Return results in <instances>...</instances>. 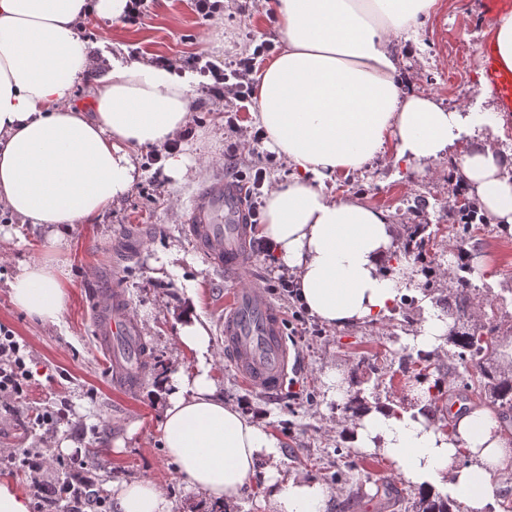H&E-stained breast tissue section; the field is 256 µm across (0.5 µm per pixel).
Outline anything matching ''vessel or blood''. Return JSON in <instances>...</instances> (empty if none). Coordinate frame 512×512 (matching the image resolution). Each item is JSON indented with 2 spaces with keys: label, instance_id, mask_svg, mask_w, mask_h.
Wrapping results in <instances>:
<instances>
[{
  "label": "vessel or blood",
  "instance_id": "vessel-or-blood-1",
  "mask_svg": "<svg viewBox=\"0 0 512 512\" xmlns=\"http://www.w3.org/2000/svg\"><path fill=\"white\" fill-rule=\"evenodd\" d=\"M469 11L475 22L488 25L512 12V0H470ZM482 57L486 84L502 110L512 112V69L502 65L492 45H483ZM186 224L207 263L222 270L232 284L224 295L225 357L251 389L264 394L281 391L293 362L282 314L261 289L235 285L251 252V226L239 185L231 179L202 185L190 200ZM94 319L112 360L115 384L134 392L142 381L134 365L145 341L120 284L104 287Z\"/></svg>",
  "mask_w": 512,
  "mask_h": 512
}]
</instances>
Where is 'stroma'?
<instances>
[{
  "mask_svg": "<svg viewBox=\"0 0 512 512\" xmlns=\"http://www.w3.org/2000/svg\"><path fill=\"white\" fill-rule=\"evenodd\" d=\"M147 5L138 24L96 19L89 32L122 46L133 58L161 56L185 62L200 55L224 68L252 55L261 42H280L277 20L263 0H246L244 8L227 9L212 20L198 17L190 0H148ZM478 31L468 11H457L453 0H436L418 44L403 55L414 88L448 109L483 111L480 59H473L456 84H449L444 73L449 42L461 35L479 45ZM219 38L225 44L220 55L213 48ZM254 108V102H247L232 129L224 118L222 99L197 93L187 121L195 148L186 174L177 178L163 169L141 167L132 190L98 223L73 225L62 248H49L48 225L20 223L0 205V325L26 343L32 375L21 395L0 402V448H40L57 456L61 443L69 440L87 460L75 479L99 490L104 500H111L113 483L150 481L165 487L173 512H228L206 502L189 485L160 441L165 381L171 373L199 366L195 353L183 347L178 336L185 315L195 310L209 326L210 377L225 399L280 438L284 476L307 475L327 482L328 512H379L378 494L385 483L403 492L402 501L388 512H417L420 495L407 486L394 463L378 454L338 456V449L346 445V427L354 419L344 403L330 398L324 376L333 368L342 372L361 405L390 404L411 413L427 398L419 390V376L436 378L442 370L458 366L448 343L438 348L432 361H403L405 355L417 354L414 338L428 318L448 316L454 308L448 294L452 268L445 256L456 247L461 231L445 224L444 215L457 185L447 161L415 168L397 159L391 139L373 166L356 176L364 188L363 200L389 211L397 226L439 228L423 263L405 251L403 238L394 242L398 259L408 262L413 273L430 275L434 286L430 293L414 288L417 302L404 317L391 313L349 329L325 328L295 296L280 290L282 271L273 257L255 252L238 284L262 288L280 309L297 366L278 394L251 390L224 356V274L206 264L185 231L184 220L195 191L232 165L264 169L268 189L288 176L285 158L269 162L270 147L257 139ZM130 229L140 233V249L126 258L121 238ZM172 248L179 256L166 260ZM467 248L474 275L484 285L472 298L473 310L496 314L506 325L494 361L505 370L512 366V234L489 223L475 232ZM22 261L49 262L67 272L68 301L57 323L41 322L12 303L8 283ZM114 273L120 275L132 303L150 361L132 394L114 384L92 320L100 278ZM46 414L51 417L47 425L41 421ZM339 467L351 469L350 481L328 482V474Z\"/></svg>",
  "mask_w": 512,
  "mask_h": 512,
  "instance_id": "stroma-1",
  "label": "stroma"
}]
</instances>
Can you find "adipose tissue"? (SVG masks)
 Returning <instances> with one entry per match:
<instances>
[{"label": "adipose tissue", "mask_w": 512, "mask_h": 512, "mask_svg": "<svg viewBox=\"0 0 512 512\" xmlns=\"http://www.w3.org/2000/svg\"><path fill=\"white\" fill-rule=\"evenodd\" d=\"M435 0H269L282 50L258 76L254 124L291 174L274 185L261 229L280 265L294 276L308 314L346 329L386 314L409 288L386 278L394 226L388 212L354 197L327 193V182L379 157L387 138L398 158L418 167L448 158L455 178L512 233V156L495 141L504 119L485 95L483 112L448 110L414 90L397 48L417 41ZM128 0H0V203L25 224L51 226L50 248L75 224H91L128 193L138 151L159 146L185 127L194 95L188 79L140 60H113L93 75L78 19L119 21ZM94 86V109L72 103ZM467 139V152L457 149ZM64 272L19 263L12 301L29 316L56 322L67 292ZM160 424L161 442L190 485L213 502L234 505L261 476L267 512H326L328 488L312 477H284L281 441L225 401L207 368L174 373ZM351 448L391 460L405 481L432 495L449 486L465 512H485L512 470V437L489 407L462 412L457 432L442 433L426 416H395L362 407ZM468 448L461 465L458 448ZM115 512H172L161 485L112 486Z\"/></svg>", "instance_id": "adipose-tissue-1"}]
</instances>
